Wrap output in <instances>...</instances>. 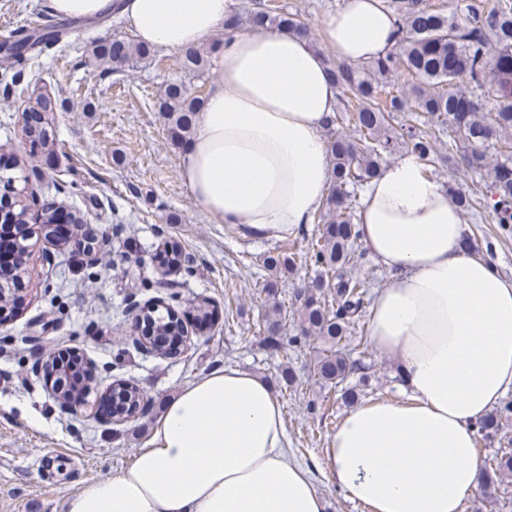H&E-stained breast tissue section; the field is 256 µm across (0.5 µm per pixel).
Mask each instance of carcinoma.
<instances>
[{"instance_id": "1", "label": "carcinoma", "mask_w": 512, "mask_h": 512, "mask_svg": "<svg viewBox=\"0 0 512 512\" xmlns=\"http://www.w3.org/2000/svg\"><path fill=\"white\" fill-rule=\"evenodd\" d=\"M388 9L399 22L398 43L388 55L353 68L333 66L339 97L352 108L350 120L358 133L357 140L334 135L327 141L333 161L329 192L324 211L316 217L318 232L305 249L278 253L264 258L263 264L275 271H289L302 264L314 271L310 281L299 289V331L294 336L283 333L281 310L277 302L265 305L261 315V342L271 351L284 346H300L313 339L322 343L313 361V374L318 381L335 387L350 376L369 369L364 352L351 348L356 326L369 304L364 282L347 273L357 239L355 220L358 199L354 187L379 176L383 154L406 149L418 156L423 171L435 166L439 157L437 138L429 129L411 124L420 115L436 120L438 127L451 132L448 162L462 163L467 170L488 171L491 181L483 194V202L463 189L449 188L451 202L471 221L478 223L481 210L489 208L495 223L512 230V0H497L485 12L470 3L465 11L448 14L431 10L423 0H387ZM249 20L259 28L283 27L308 38L311 27L299 15L264 0L250 3ZM59 31H29L0 43L4 59L19 64L36 46L48 44ZM494 53L497 105L491 119L484 115V78L487 57ZM151 53V47L124 38H105L95 44L90 55L96 66L120 72L137 58ZM208 56L200 49L188 47L181 58L187 72H202ZM413 77L408 91L395 94L390 85L399 73ZM205 98L194 96L181 81L167 83L160 93L157 108L169 127L176 145L185 143L193 129L197 112ZM496 146L495 160L488 150ZM7 213L0 224L23 226L28 223V205L21 192L7 199ZM149 332L142 338L153 343L155 336H173L176 345L163 349L172 352L185 343L174 313L157 308L143 312ZM116 410L128 418L144 413L147 396L135 386L120 381L112 385ZM512 414L507 401L477 423V432L493 437L500 430L502 418ZM484 483L480 492L493 497L502 478L512 475V448H501L484 461Z\"/></svg>"}]
</instances>
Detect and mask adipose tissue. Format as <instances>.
<instances>
[{
  "label": "adipose tissue",
  "instance_id": "adipose-tissue-1",
  "mask_svg": "<svg viewBox=\"0 0 512 512\" xmlns=\"http://www.w3.org/2000/svg\"><path fill=\"white\" fill-rule=\"evenodd\" d=\"M120 9L140 42L177 50L224 29L231 4ZM225 31L221 79L196 116L181 177L207 216L254 238L297 235L330 175L322 130L339 95L323 54L353 66L384 57L398 20L383 0H342L312 40ZM356 231L387 274L369 336L396 356L403 396L353 407L321 455L369 512H461L483 480L476 424L512 390V278L464 246L461 212L411 152L364 187ZM286 442L270 382L216 368L168 401L129 467L84 485L66 512H325Z\"/></svg>",
  "mask_w": 512,
  "mask_h": 512
}]
</instances>
